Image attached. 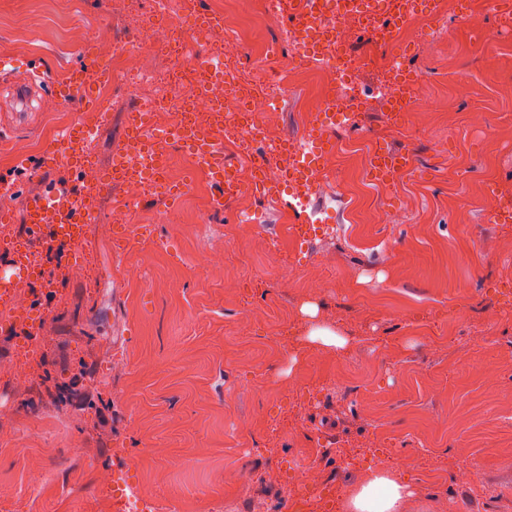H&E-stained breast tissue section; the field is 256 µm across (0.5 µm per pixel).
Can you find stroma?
Wrapping results in <instances>:
<instances>
[{"mask_svg":"<svg viewBox=\"0 0 512 512\" xmlns=\"http://www.w3.org/2000/svg\"><path fill=\"white\" fill-rule=\"evenodd\" d=\"M476 2L448 0L412 44L374 49L350 35V51L403 53L432 118L412 112L392 125L375 94L383 68L363 71L359 123L331 135L339 174L317 184L301 213L250 185L216 212L151 194L124 240L112 230V183L80 245L50 248L28 227L0 223V235H23L57 275L53 287H27L47 314L34 351L18 342L25 323L0 332V512H121L115 476L156 497L158 512H223L242 491L253 512H291L288 492L258 479L272 470L332 486L330 512H345L379 472L409 486L403 512H512V223H496L482 199L489 185L512 196V123L502 120L512 114V29L494 21L485 37L471 35L464 16ZM65 22L145 41L154 17L147 0H0V56L40 63L49 97L81 59ZM461 77L478 92L483 127L467 125L470 104L452 92ZM305 97L301 87L280 94L281 139L311 134ZM135 108L117 90L63 112H0V177L13 181L20 209L78 185L66 162L42 159L55 131L103 117L88 152L106 169ZM380 144L411 157L387 184L359 153ZM246 207L255 221L242 225ZM394 211L400 223H376ZM159 212L180 214L181 229L154 222ZM490 237L504 248L480 251ZM216 252L223 272L200 270ZM128 263L141 281L123 279ZM72 266L87 276L58 275ZM225 275L235 288L221 285ZM317 328L344 346L311 341ZM36 412L46 417L38 429ZM242 421L251 431L238 438ZM332 442L338 453H325ZM401 457L420 470H400ZM473 458L482 493L457 482ZM32 471L51 474L44 490L27 486Z\"/></svg>","mask_w":512,"mask_h":512,"instance_id":"35a3bbf8","label":"stroma"}]
</instances>
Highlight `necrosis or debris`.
Instances as JSON below:
<instances>
[{
    "mask_svg": "<svg viewBox=\"0 0 512 512\" xmlns=\"http://www.w3.org/2000/svg\"><path fill=\"white\" fill-rule=\"evenodd\" d=\"M240 2L241 9L235 10L226 0H209V22L194 24L189 19L195 9L193 0H154L152 10L160 21L152 29L150 46L113 49L112 77L101 80L99 88H120L137 100L139 110L147 114L156 153H164L167 146L175 144L176 133L183 129L205 131L215 141L251 142L266 148L280 144V108L270 90L247 80L221 53L201 60L196 57L197 46L208 43L217 33L228 45L247 42L246 23L251 19L263 20L268 31H276L287 7L285 0ZM311 5L316 24L306 30L289 27L286 58L278 62L275 80L283 89L312 88L307 112L322 114L332 101L337 118L356 115L362 97L357 76L374 60L368 55L351 56L347 35L367 30L381 43L402 39L418 31L428 13L403 0H390L389 9L402 12L404 18L401 26L391 29L373 14L337 9L336 0H311ZM162 51L185 62L179 78L160 76L157 55ZM219 61L224 64L223 74H211V63ZM183 159L182 167L166 166L165 183L184 186L199 207H210L215 196L210 182L184 180L186 173L202 170V163L190 152L184 153ZM117 183L120 193L112 201V221L124 224L152 184L146 178L124 173L118 174Z\"/></svg>",
    "mask_w": 512,
    "mask_h": 512,
    "instance_id": "necrosis-or-debris-1",
    "label": "necrosis or debris"
}]
</instances>
